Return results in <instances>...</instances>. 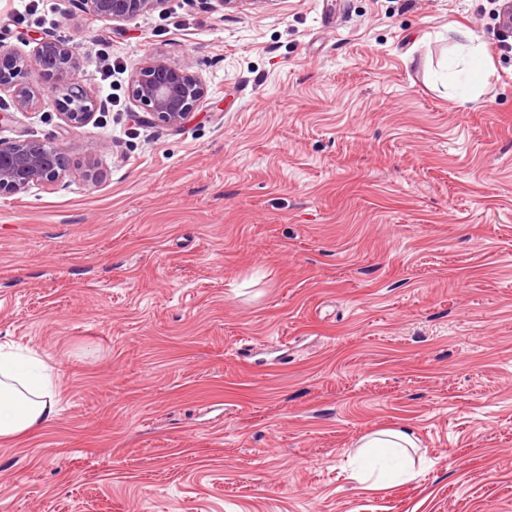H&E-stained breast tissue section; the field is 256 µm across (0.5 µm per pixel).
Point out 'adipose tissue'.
Returning <instances> with one entry per match:
<instances>
[{"instance_id":"obj_1","label":"adipose tissue","mask_w":512,"mask_h":512,"mask_svg":"<svg viewBox=\"0 0 512 512\" xmlns=\"http://www.w3.org/2000/svg\"><path fill=\"white\" fill-rule=\"evenodd\" d=\"M55 379L52 367L41 364L36 371H27L16 365L12 353L0 352V441L55 421L60 412ZM416 449L415 435L405 426L369 433L357 446L361 455L376 450L406 457Z\"/></svg>"}]
</instances>
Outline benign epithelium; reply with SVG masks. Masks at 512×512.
I'll return each instance as SVG.
<instances>
[{"mask_svg":"<svg viewBox=\"0 0 512 512\" xmlns=\"http://www.w3.org/2000/svg\"><path fill=\"white\" fill-rule=\"evenodd\" d=\"M84 11L104 22H127L164 7L167 0H77ZM30 56L8 53L1 58L0 90L13 91L14 106L26 111L51 105L60 111L65 130L90 123L97 103L83 87L68 81L80 66L76 47L49 35L33 39ZM36 68L47 84L40 91L30 86L26 74ZM133 100L144 110L143 120L168 127L181 126L206 94L202 79L183 67L150 61L132 79ZM69 173L66 149L44 140L19 139L0 143V194L18 195L35 185H52Z\"/></svg>","mask_w":512,"mask_h":512,"instance_id":"7a95c632","label":"benign epithelium"}]
</instances>
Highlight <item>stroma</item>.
<instances>
[{
	"label": "stroma",
	"mask_w": 512,
	"mask_h": 512,
	"mask_svg": "<svg viewBox=\"0 0 512 512\" xmlns=\"http://www.w3.org/2000/svg\"><path fill=\"white\" fill-rule=\"evenodd\" d=\"M494 0H167L112 24L0 0V44L77 47L66 132L0 91V142L69 145L0 195V346L58 371L0 442V512H512V38ZM486 85L461 98L469 57ZM207 87L142 122L145 62ZM111 63L112 78L102 66ZM94 178H86V171ZM409 426L413 478L352 476ZM457 34L459 38L464 41L461 47L466 48L469 51V56L472 60H476L472 71L467 77V80L471 81L475 79V74L481 71L480 61L484 60V51L482 49V45L475 42L476 38L470 30L460 29L457 31ZM417 441L413 431L405 426L374 431L365 435L357 446L358 455L378 450L380 453L393 452L411 459L410 451L417 452Z\"/></svg>",
	"instance_id": "obj_1"
}]
</instances>
